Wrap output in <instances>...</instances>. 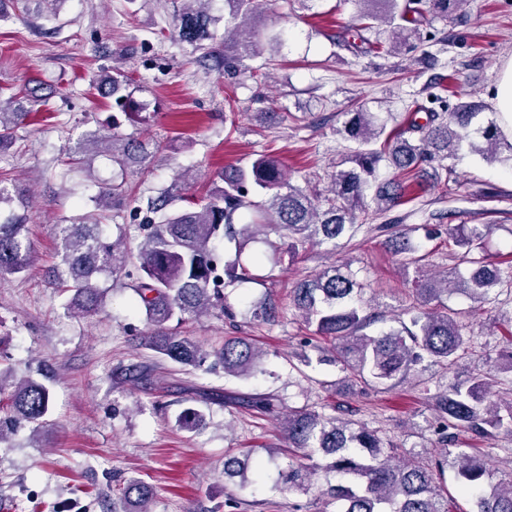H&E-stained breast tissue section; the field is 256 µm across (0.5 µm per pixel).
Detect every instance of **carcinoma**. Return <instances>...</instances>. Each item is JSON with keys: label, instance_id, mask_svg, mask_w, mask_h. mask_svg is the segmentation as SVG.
Instances as JSON below:
<instances>
[{"label": "carcinoma", "instance_id": "cac0c4a2", "mask_svg": "<svg viewBox=\"0 0 512 512\" xmlns=\"http://www.w3.org/2000/svg\"><path fill=\"white\" fill-rule=\"evenodd\" d=\"M194 8L182 9L172 37L202 52L204 58H217L213 46L216 35L212 14L216 0H188ZM464 0H354L357 9L355 28L371 31L377 25L388 27L392 40L363 39L368 49L396 54L416 48L421 40L420 26L427 16L448 20ZM224 73L242 72L243 62L269 52L266 64L282 42V33H267L256 19L263 16L259 0H224ZM108 93L115 96L121 109L134 108L124 76H107ZM483 106L460 105L454 111L426 113L423 124L403 132H386V120L379 112L344 113L337 134L353 143L341 168L331 174L326 192L307 193L285 177L280 161L272 155L255 159L250 168L230 167L217 174L219 184L192 208L167 211L175 201L170 192L147 199L146 211L158 216L136 225L141 238L137 252L126 248L121 239L111 240L103 232L102 216L88 214L80 224L58 225L63 269L56 271L59 288L70 294L67 309L78 314L96 313L105 306L106 296L97 285L103 272L130 282L135 297L133 307L153 327L141 343L162 358L183 367L220 366L224 375L245 378L260 370L263 352L247 339L226 336L217 349H207L187 336L167 330L172 320L185 323L203 313L220 310L228 319L234 312L224 305L220 286L224 279L245 283L252 279L242 263L244 244L263 230L283 232L288 252L295 255L306 244L319 245L353 238L363 220H376L401 205L405 182L416 181L427 169H442L452 174L455 160L468 150L487 161H499L512 168V135H507L492 118L479 123ZM26 112L0 111V151L16 139L25 125ZM105 145L113 161L124 166L141 163L148 156L147 144L116 133L95 131L85 145ZM383 160L397 176L377 181V169ZM375 188L372 204L365 202V191ZM125 182L103 189L100 208L118 209L128 195ZM387 242L403 265L415 268L414 303L405 309L408 320L398 328L373 326L383 321L364 300L365 283L350 266L330 264L301 280L291 291L295 308L301 313L312 335L331 341L321 353L320 362H328L344 373L347 381H360L375 388H389L407 378H422L423 362L448 370L456 365L477 340L466 334L467 325L459 313L440 310L442 295L458 292L474 301H483L490 292L512 283V267L502 270L474 260L466 273L453 276L421 274V258L412 231L400 224H380ZM490 229L481 232L457 227L448 229L453 244L471 252L483 248ZM234 245V257L222 260L217 243ZM31 244L27 236L26 216L12 213L0 220V274H21L30 264ZM252 319L270 320L276 306L269 299L248 306ZM13 385L9 393V416L0 420V442L21 428L37 437L51 425L53 398L46 375L28 371L16 378L14 367H0V386ZM490 378L481 372L467 379L441 386L432 396V407L445 431V449L427 460L415 456H397V449L385 445L377 431L363 423L328 414L312 407L290 408L282 417L281 429L288 447L295 449L288 466L278 470V480L290 488L305 490L307 482L321 468L336 475V483L327 484L321 495L328 503L338 504L336 512H449L448 493L443 486L445 466L456 468L460 490L469 495L474 512H512V481L492 483L486 463L464 450L451 455L448 447L456 444L463 431L481 440H492L503 429L512 433V405L499 407L488 398ZM238 402L264 415L277 411L275 398L267 394H248ZM207 415L188 408L179 417L182 429L192 431L206 425ZM329 457L321 467L315 453ZM453 459H448V456ZM125 512H152L150 486L129 480L123 488Z\"/></svg>", "mask_w": 512, "mask_h": 512}]
</instances>
